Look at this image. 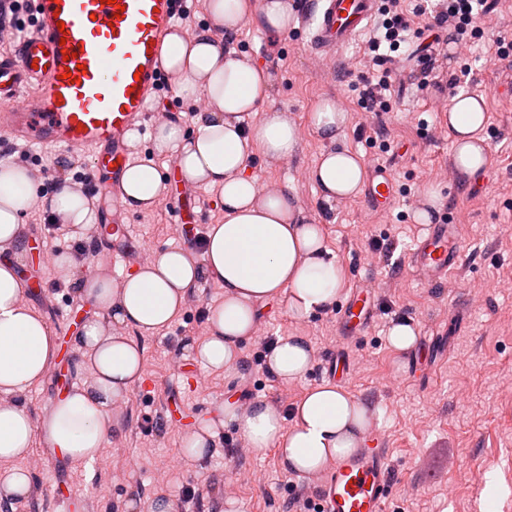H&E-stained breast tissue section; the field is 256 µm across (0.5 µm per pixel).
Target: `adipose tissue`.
<instances>
[{"instance_id": "1", "label": "adipose tissue", "mask_w": 512, "mask_h": 512, "mask_svg": "<svg viewBox=\"0 0 512 512\" xmlns=\"http://www.w3.org/2000/svg\"><path fill=\"white\" fill-rule=\"evenodd\" d=\"M294 10L293 0H207L201 30L170 32L160 45L179 94L206 95L210 109L190 131L175 120L158 123L153 151L173 162L183 183L217 189L224 218L207 225L200 254L157 249L120 280L106 273L79 279V295L95 307L73 338L78 366L89 378L51 403L38 420L27 409L26 393L47 377L59 346L19 283L16 257L26 248L21 218L34 202H41L92 257L94 213L84 193L70 182L47 194L28 169L0 166V249L9 251L0 257V510L33 492L30 471L15 462L29 455L35 438L77 463L89 464L98 457L112 436L114 412L142 380L138 334L170 324L200 283L224 290L223 300L207 310L206 338L192 346L197 361L212 370L238 360L241 342L257 328L259 302L285 300L299 318L335 303L343 277L328 255L320 225L305 222L293 188L258 189L248 169L251 149L274 159L292 154L299 129L287 112L266 108L269 70L213 40L214 30L230 33L246 23L287 32ZM486 122L483 97L461 94L448 108L455 165L471 179L485 170ZM346 123V113L332 102L312 114L314 130L331 148L310 170L309 179L328 203L355 195L365 176L359 158L338 144ZM122 188V204L133 212L153 208L167 190L163 173L150 161L129 164ZM313 359L303 337L281 336L266 355L265 366L287 385L303 378ZM370 417L364 402L323 382L311 387L287 415L257 399L244 410H230L226 419L203 421L185 439L183 452L193 460L205 458L217 427L227 420L248 447L277 448L284 469L314 477L360 447Z\"/></svg>"}]
</instances>
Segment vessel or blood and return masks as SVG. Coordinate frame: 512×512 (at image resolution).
I'll return each instance as SVG.
<instances>
[{
    "mask_svg": "<svg viewBox=\"0 0 512 512\" xmlns=\"http://www.w3.org/2000/svg\"><path fill=\"white\" fill-rule=\"evenodd\" d=\"M185 8V0H36L28 32L0 52V137L11 142L64 146L86 152L92 169L111 170L112 181L89 182L112 198V251L134 262L119 216L121 174L130 161L128 140L147 125L151 100L168 89L159 46ZM377 0H318L303 23L309 49L330 55L350 44L375 16ZM395 182L375 168L369 182L374 203H389ZM456 224H436L408 262L429 285L444 282L459 265ZM373 312L351 296L343 328H368ZM393 485L389 450L379 432L363 448L338 459L323 475L321 512H384Z\"/></svg>",
    "mask_w": 512,
    "mask_h": 512,
    "instance_id": "vessel-or-blood-1",
    "label": "vessel or blood"
}]
</instances>
